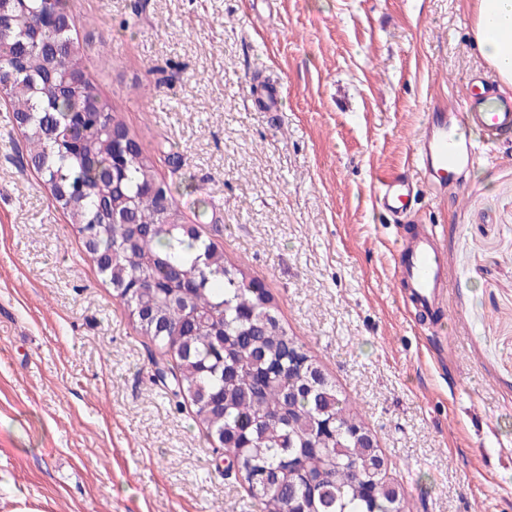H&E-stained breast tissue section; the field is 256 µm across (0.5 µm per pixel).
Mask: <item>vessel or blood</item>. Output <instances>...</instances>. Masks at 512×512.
<instances>
[{
	"mask_svg": "<svg viewBox=\"0 0 512 512\" xmlns=\"http://www.w3.org/2000/svg\"><path fill=\"white\" fill-rule=\"evenodd\" d=\"M476 128L496 136L512 135V104L493 106L487 94L475 92L467 111L428 113L415 146L413 171L380 178L374 208L396 216L410 208L422 191L437 197L458 191L461 173L471 160L469 135ZM393 256L394 283L403 300L421 315L435 313L443 301L447 277L445 254L434 234L416 232L396 246Z\"/></svg>",
	"mask_w": 512,
	"mask_h": 512,
	"instance_id": "obj_1",
	"label": "vessel or blood"
}]
</instances>
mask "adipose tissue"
Wrapping results in <instances>:
<instances>
[{
  "mask_svg": "<svg viewBox=\"0 0 512 512\" xmlns=\"http://www.w3.org/2000/svg\"><path fill=\"white\" fill-rule=\"evenodd\" d=\"M471 40L496 71L501 84L512 87V0H476Z\"/></svg>",
  "mask_w": 512,
  "mask_h": 512,
  "instance_id": "ef3b65f1",
  "label": "adipose tissue"
}]
</instances>
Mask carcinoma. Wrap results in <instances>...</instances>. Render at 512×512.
Segmentation results:
<instances>
[{
    "label": "carcinoma",
    "instance_id": "carcinoma-1",
    "mask_svg": "<svg viewBox=\"0 0 512 512\" xmlns=\"http://www.w3.org/2000/svg\"><path fill=\"white\" fill-rule=\"evenodd\" d=\"M68 3L0 0V96L52 202L142 335L176 360L186 394L201 398L195 421L219 435L262 512H413L380 450L363 445L355 401L288 333L258 280L182 223L154 156L134 138L112 169V131L128 128L92 82L68 81L85 71Z\"/></svg>",
    "mask_w": 512,
    "mask_h": 512
}]
</instances>
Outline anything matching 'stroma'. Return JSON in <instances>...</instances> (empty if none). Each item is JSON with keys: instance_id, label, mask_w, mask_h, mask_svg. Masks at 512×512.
Wrapping results in <instances>:
<instances>
[{"instance_id": "stroma-1", "label": "stroma", "mask_w": 512, "mask_h": 512, "mask_svg": "<svg viewBox=\"0 0 512 512\" xmlns=\"http://www.w3.org/2000/svg\"><path fill=\"white\" fill-rule=\"evenodd\" d=\"M475 0H69L85 74L157 152L184 223L273 295L363 412L415 512H512V137L472 136L457 196L399 218L427 113L472 76ZM208 207H200V196ZM432 232L450 286L435 325L391 277ZM143 336L0 99V478L41 512H258Z\"/></svg>"}]
</instances>
